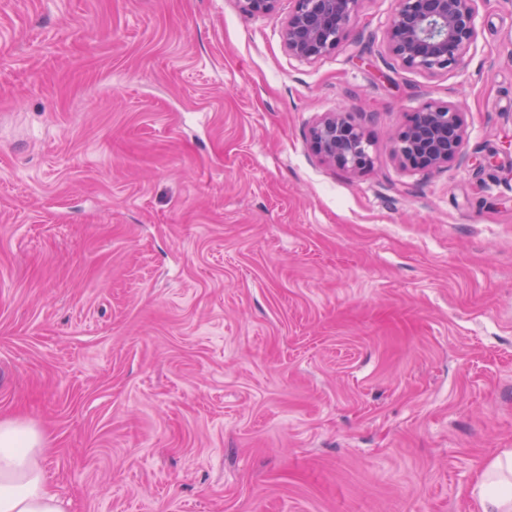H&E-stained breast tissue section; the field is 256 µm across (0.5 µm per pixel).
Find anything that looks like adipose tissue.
<instances>
[{
    "label": "adipose tissue",
    "instance_id": "obj_1",
    "mask_svg": "<svg viewBox=\"0 0 512 512\" xmlns=\"http://www.w3.org/2000/svg\"><path fill=\"white\" fill-rule=\"evenodd\" d=\"M44 434L0 420V512H64L41 466ZM481 512H512V451L484 468L476 487Z\"/></svg>",
    "mask_w": 512,
    "mask_h": 512
}]
</instances>
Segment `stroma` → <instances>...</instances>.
<instances>
[{
  "label": "stroma",
  "instance_id": "stroma-1",
  "mask_svg": "<svg viewBox=\"0 0 512 512\" xmlns=\"http://www.w3.org/2000/svg\"><path fill=\"white\" fill-rule=\"evenodd\" d=\"M292 7L0 0V418L65 512H480L512 448V0L436 76L397 0L312 63ZM429 101L465 160L403 169ZM341 107L365 172L310 147Z\"/></svg>",
  "mask_w": 512,
  "mask_h": 512
}]
</instances>
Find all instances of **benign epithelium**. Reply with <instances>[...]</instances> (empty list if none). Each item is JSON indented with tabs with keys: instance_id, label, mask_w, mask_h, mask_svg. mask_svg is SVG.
<instances>
[{
	"instance_id": "benign-epithelium-1",
	"label": "benign epithelium",
	"mask_w": 512,
	"mask_h": 512,
	"mask_svg": "<svg viewBox=\"0 0 512 512\" xmlns=\"http://www.w3.org/2000/svg\"><path fill=\"white\" fill-rule=\"evenodd\" d=\"M279 0H239L249 15L275 11ZM282 31L288 54L302 62L334 51L346 37L359 0H293ZM480 0H399L387 32V54L394 64L429 75L458 68L479 36ZM462 113L439 102L413 112L395 134L402 166L431 171L462 158ZM310 144L326 162L349 171L372 165L363 130L343 110L327 112L312 127Z\"/></svg>"
}]
</instances>
